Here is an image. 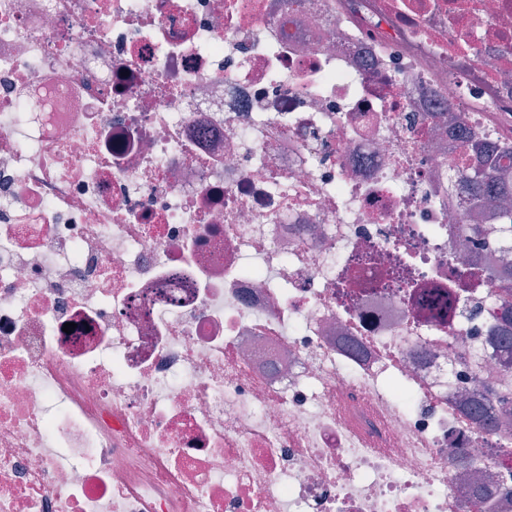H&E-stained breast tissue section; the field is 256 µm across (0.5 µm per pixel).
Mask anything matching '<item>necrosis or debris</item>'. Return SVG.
<instances>
[{"instance_id":"4bbe7bcc","label":"necrosis or debris","mask_w":512,"mask_h":512,"mask_svg":"<svg viewBox=\"0 0 512 512\" xmlns=\"http://www.w3.org/2000/svg\"><path fill=\"white\" fill-rule=\"evenodd\" d=\"M461 126L512 179V0H0V512H512Z\"/></svg>"}]
</instances>
